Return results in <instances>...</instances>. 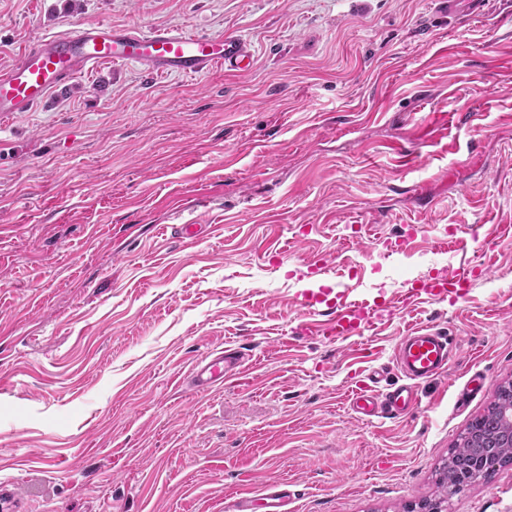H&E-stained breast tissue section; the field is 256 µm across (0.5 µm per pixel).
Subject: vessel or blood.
<instances>
[{
	"label": "vessel or blood",
	"instance_id": "vessel-or-blood-1",
	"mask_svg": "<svg viewBox=\"0 0 512 512\" xmlns=\"http://www.w3.org/2000/svg\"><path fill=\"white\" fill-rule=\"evenodd\" d=\"M253 61L249 45L239 38L195 34L175 27L140 29L97 21L38 40L23 50L17 64L0 70V119L15 112L37 110L52 92L104 65L137 64L160 75L197 77L218 67L243 71ZM470 288V271L462 268L417 278L405 297L444 301L466 296ZM302 305L308 314L302 335L343 341L362 335L378 308L393 307L394 302L387 299L377 305L352 297L345 290L325 288L305 293ZM448 358L446 336L427 325L412 326L394 348V361L405 384L384 393L372 386L370 377L359 378L350 398L353 411L373 419L418 409L419 384L444 374ZM241 365L237 351L213 352L193 364L189 380L194 388L209 391L236 377Z\"/></svg>",
	"mask_w": 512,
	"mask_h": 512
}]
</instances>
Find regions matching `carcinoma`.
Returning <instances> with one entry per match:
<instances>
[{
    "label": "carcinoma",
    "instance_id": "1",
    "mask_svg": "<svg viewBox=\"0 0 512 512\" xmlns=\"http://www.w3.org/2000/svg\"><path fill=\"white\" fill-rule=\"evenodd\" d=\"M508 400L507 392L503 389L499 390L496 400L485 413L475 419L460 436L440 472L438 498L425 501L424 508L427 512H445L448 497L457 493L461 487L478 479H485L497 467L512 462V443L507 438L509 428L504 423L500 411L502 404ZM477 431L487 435L482 448L485 461L473 470H469L466 479L456 480L455 473L459 470H468V466L471 465L475 454L471 439Z\"/></svg>",
    "mask_w": 512,
    "mask_h": 512
}]
</instances>
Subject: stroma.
<instances>
[{
    "instance_id": "obj_1",
    "label": "stroma",
    "mask_w": 512,
    "mask_h": 512,
    "mask_svg": "<svg viewBox=\"0 0 512 512\" xmlns=\"http://www.w3.org/2000/svg\"><path fill=\"white\" fill-rule=\"evenodd\" d=\"M102 19L238 36L254 63L102 66L0 121L6 512H237L283 489L288 512H418L512 381V0H0V69ZM192 221L200 239L172 237ZM455 232L467 251L432 250ZM482 242L467 297L382 316L367 359L297 333L305 291L388 298ZM414 325L447 336L446 374L417 412L360 419L353 375L401 385ZM225 347L242 374L193 390ZM447 512H512V463Z\"/></svg>"
}]
</instances>
